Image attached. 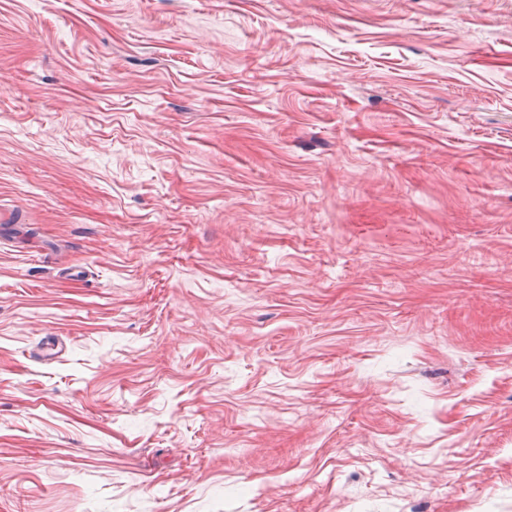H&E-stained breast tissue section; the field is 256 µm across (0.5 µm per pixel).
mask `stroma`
<instances>
[{
    "instance_id": "stroma-1",
    "label": "stroma",
    "mask_w": 512,
    "mask_h": 512,
    "mask_svg": "<svg viewBox=\"0 0 512 512\" xmlns=\"http://www.w3.org/2000/svg\"><path fill=\"white\" fill-rule=\"evenodd\" d=\"M0 512H512V0H0Z\"/></svg>"
}]
</instances>
